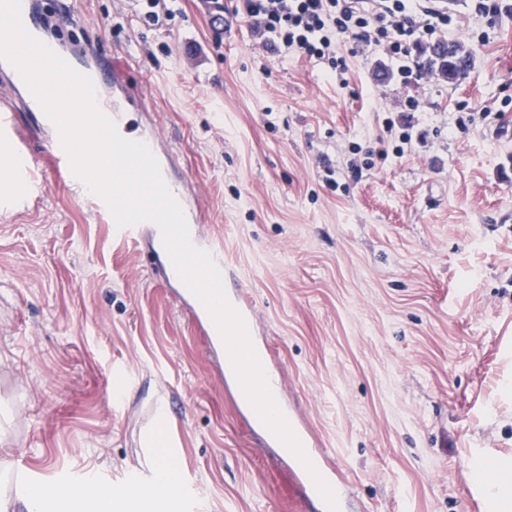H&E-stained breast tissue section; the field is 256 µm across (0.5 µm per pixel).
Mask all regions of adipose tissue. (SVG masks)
I'll use <instances>...</instances> for the list:
<instances>
[{
	"mask_svg": "<svg viewBox=\"0 0 512 512\" xmlns=\"http://www.w3.org/2000/svg\"><path fill=\"white\" fill-rule=\"evenodd\" d=\"M177 472V461L163 455L151 481L131 473L126 491L90 479L76 491L58 488L54 497L64 512H178Z\"/></svg>",
	"mask_w": 512,
	"mask_h": 512,
	"instance_id": "1",
	"label": "adipose tissue"
}]
</instances>
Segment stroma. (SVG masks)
Listing matches in <instances>:
<instances>
[{
  "mask_svg": "<svg viewBox=\"0 0 512 512\" xmlns=\"http://www.w3.org/2000/svg\"><path fill=\"white\" fill-rule=\"evenodd\" d=\"M37 2L61 42L140 90L346 512H493L472 490L485 463L512 462V0L493 18L448 5L449 39L475 57L458 82L402 83L372 46L344 87L203 0L160 26L136 0ZM411 97L426 140L398 155L384 120ZM17 121L42 200L0 212V495L21 480L51 504L64 480L152 476L162 407L179 512H323L149 240L114 241Z\"/></svg>",
  "mask_w": 512,
  "mask_h": 512,
  "instance_id": "stroma-1",
  "label": "stroma"
}]
</instances>
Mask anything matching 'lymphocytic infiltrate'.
<instances>
[{
	"mask_svg": "<svg viewBox=\"0 0 512 512\" xmlns=\"http://www.w3.org/2000/svg\"><path fill=\"white\" fill-rule=\"evenodd\" d=\"M233 13L260 34L265 50L326 62L339 79L348 70L338 53L342 42L355 54L383 46L406 84L415 77L413 52L436 44L453 22L428 0H235Z\"/></svg>",
	"mask_w": 512,
	"mask_h": 512,
	"instance_id": "obj_1",
	"label": "lymphocytic infiltrate"
}]
</instances>
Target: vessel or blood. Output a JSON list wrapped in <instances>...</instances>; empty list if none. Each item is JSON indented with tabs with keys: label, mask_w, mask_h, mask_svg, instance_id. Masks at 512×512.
<instances>
[{
	"label": "vessel or blood",
	"mask_w": 512,
	"mask_h": 512,
	"mask_svg": "<svg viewBox=\"0 0 512 512\" xmlns=\"http://www.w3.org/2000/svg\"><path fill=\"white\" fill-rule=\"evenodd\" d=\"M71 67L80 73L92 77L97 90V104L104 115L112 119L120 134L128 139L145 142L150 149H158L161 137L153 128L139 129L134 118L135 112L142 106L135 94L119 77L113 76L109 62L101 57L96 49L86 48L83 53L70 62ZM0 84L7 85L14 93L18 104L0 108V164L13 169L20 187L13 193L0 197V209L16 211L36 205L38 195L35 190V170L37 163L29 154L25 139L21 136L17 123V111L32 113L37 124L50 127L51 121L31 94L18 72L6 61L0 60ZM48 150L56 170L62 173L68 186L77 192H84L85 185L71 171L68 158L60 144L58 136H51ZM168 186L181 204L187 219L193 242L208 250L216 263H223L224 254L213 240L202 237L200 223L204 221V212L195 190L185 184L169 181ZM183 298L194 307L197 317L205 322L207 332L216 350H223L224 345L214 323L199 300L190 292L183 291ZM293 430L301 440L305 450L321 475L328 480L334 479L336 468L329 458L315 452L314 440L300 423H293Z\"/></svg>",
	"instance_id": "obj_1"
}]
</instances>
